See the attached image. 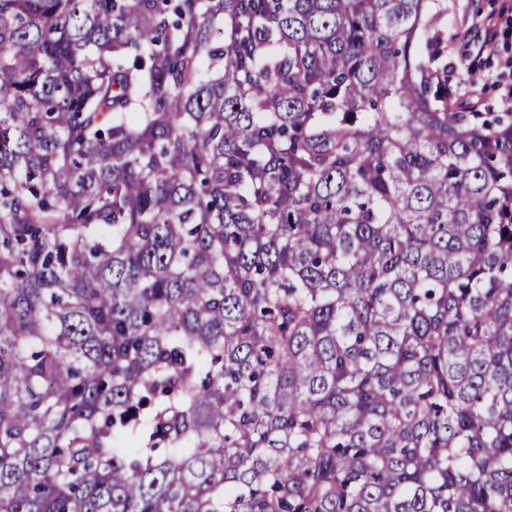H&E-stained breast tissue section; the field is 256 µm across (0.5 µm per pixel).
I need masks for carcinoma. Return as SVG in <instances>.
Instances as JSON below:
<instances>
[{
	"label": "carcinoma",
	"mask_w": 512,
	"mask_h": 512,
	"mask_svg": "<svg viewBox=\"0 0 512 512\" xmlns=\"http://www.w3.org/2000/svg\"><path fill=\"white\" fill-rule=\"evenodd\" d=\"M454 12L0 0V512H512Z\"/></svg>",
	"instance_id": "1"
}]
</instances>
